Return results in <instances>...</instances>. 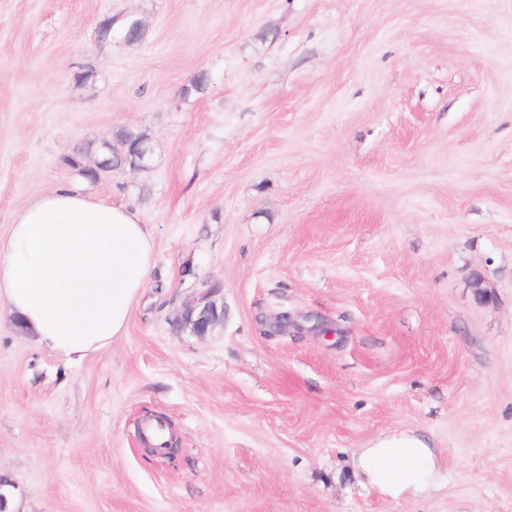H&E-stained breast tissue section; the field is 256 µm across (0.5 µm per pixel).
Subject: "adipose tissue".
Masks as SVG:
<instances>
[{"instance_id": "1", "label": "adipose tissue", "mask_w": 512, "mask_h": 512, "mask_svg": "<svg viewBox=\"0 0 512 512\" xmlns=\"http://www.w3.org/2000/svg\"><path fill=\"white\" fill-rule=\"evenodd\" d=\"M154 261L153 228L136 208L60 184L34 196L0 239V302L41 347L78 363L125 332ZM358 467L392 496L437 477L428 440L409 433L377 439Z\"/></svg>"}]
</instances>
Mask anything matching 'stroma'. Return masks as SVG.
<instances>
[{
    "label": "stroma",
    "instance_id": "35a3bbf8",
    "mask_svg": "<svg viewBox=\"0 0 512 512\" xmlns=\"http://www.w3.org/2000/svg\"><path fill=\"white\" fill-rule=\"evenodd\" d=\"M122 129L147 169L67 165ZM67 182L156 261L75 365L0 306L18 512H512V0H0V237ZM403 431L440 477L388 496L357 459ZM197 312V317L194 319L193 315ZM219 315L217 309L211 303L202 305L199 302L196 306L190 307L185 314V324L191 326L193 332L198 336L207 335V333L218 322Z\"/></svg>",
    "mask_w": 512,
    "mask_h": 512
}]
</instances>
